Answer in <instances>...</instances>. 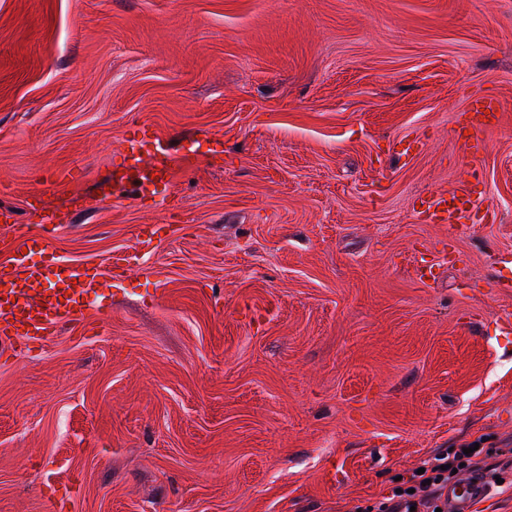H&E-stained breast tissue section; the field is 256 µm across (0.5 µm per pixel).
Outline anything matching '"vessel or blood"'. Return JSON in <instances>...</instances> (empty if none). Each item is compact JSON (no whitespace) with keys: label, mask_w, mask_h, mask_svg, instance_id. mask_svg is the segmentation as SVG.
I'll list each match as a JSON object with an SVG mask.
<instances>
[{"label":"vessel or blood","mask_w":512,"mask_h":512,"mask_svg":"<svg viewBox=\"0 0 512 512\" xmlns=\"http://www.w3.org/2000/svg\"><path fill=\"white\" fill-rule=\"evenodd\" d=\"M501 108L495 98L471 99L467 110L470 129L477 132L494 127ZM175 167L174 155L154 127L136 124L126 133L114 157L112 183L117 192L131 188L141 198L149 199L173 190ZM49 186L67 196V208L38 212L40 233L15 237L10 259L0 263V344L9 347L18 338L29 344H44L57 336L60 328L80 323L89 297L105 284L97 266L74 263L51 246V239L63 225L71 223L82 204L67 176H56ZM420 205L429 222L464 227L477 218L484 222L496 219L494 211L485 207L482 195L468 187L423 198ZM154 236V230L141 231L135 251L113 262V278L127 276L138 268V252L149 247ZM485 492L483 479L476 475L450 485L444 493L445 512H471L473 503Z\"/></svg>","instance_id":"1"}]
</instances>
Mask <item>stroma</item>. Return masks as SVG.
I'll return each instance as SVG.
<instances>
[{
  "instance_id": "stroma-1",
  "label": "stroma",
  "mask_w": 512,
  "mask_h": 512,
  "mask_svg": "<svg viewBox=\"0 0 512 512\" xmlns=\"http://www.w3.org/2000/svg\"><path fill=\"white\" fill-rule=\"evenodd\" d=\"M135 123L175 189L103 204ZM473 165L495 222H420ZM58 172L69 260L165 230L85 328L0 352V512H376L472 446V512H512V0H0V260ZM502 109L501 102L496 98L477 97L470 101L465 115H468V125L473 132L494 127L498 122V112ZM490 111V114L486 113Z\"/></svg>"
}]
</instances>
